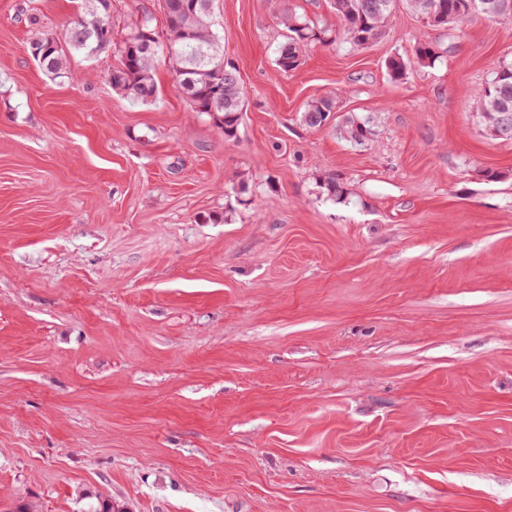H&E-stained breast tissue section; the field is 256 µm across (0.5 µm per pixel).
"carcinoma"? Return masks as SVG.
I'll list each match as a JSON object with an SVG mask.
<instances>
[{
  "label": "carcinoma",
  "instance_id": "carcinoma-1",
  "mask_svg": "<svg viewBox=\"0 0 512 512\" xmlns=\"http://www.w3.org/2000/svg\"><path fill=\"white\" fill-rule=\"evenodd\" d=\"M86 8L72 19L60 33H46L33 41L39 48L42 69L56 77L65 74L68 55L81 52L93 56L98 31L112 25L111 18L99 12L98 0H85ZM217 0H172L171 17L166 21V42L182 52L168 56L174 72L192 68L193 86L176 78L178 88L195 112L213 117L224 131V137L236 135L244 108V93L236 78V67L225 61L222 38L215 30ZM397 0H331V8L341 23L346 43L364 47L380 40L387 29ZM406 8L429 27L457 25L479 15L512 20V0H402ZM281 25L286 30L277 51L276 65L283 72L296 70L309 42L330 41V29L309 25L295 9L281 11ZM115 44L119 63L109 77L116 80L112 89L131 103H148L157 99L158 86L154 69L164 56V48L155 53L125 56L127 42ZM415 61L432 66L441 58L439 48L429 42H417ZM334 110L329 99H318L302 113V122L317 128L325 125ZM476 110L482 114L491 131L501 130L500 138L512 140V64H503L482 87L476 97ZM345 140L362 145L370 140L373 129L366 121L347 120L339 127Z\"/></svg>",
  "mask_w": 512,
  "mask_h": 512
}]
</instances>
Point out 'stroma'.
Returning <instances> with one entry per match:
<instances>
[{"label":"stroma","mask_w":512,"mask_h":512,"mask_svg":"<svg viewBox=\"0 0 512 512\" xmlns=\"http://www.w3.org/2000/svg\"><path fill=\"white\" fill-rule=\"evenodd\" d=\"M80 3L0 0V512H512V140L473 107L512 22L400 7L283 73L282 8L330 0H218L228 139L168 63L143 104L110 51L45 73ZM144 15L112 0L113 39ZM421 39L441 60L391 80ZM335 106L329 99H318L308 105L302 113V122L310 128H317L325 125L324 120H328ZM338 130L342 138L357 145L364 144L373 135V129L368 122L355 119L347 120Z\"/></svg>","instance_id":"obj_1"}]
</instances>
